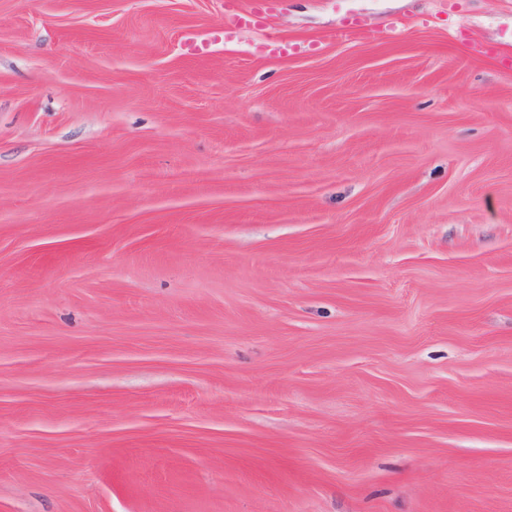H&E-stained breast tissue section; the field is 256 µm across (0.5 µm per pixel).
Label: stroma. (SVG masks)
I'll return each mask as SVG.
<instances>
[{
    "instance_id": "1",
    "label": "stroma",
    "mask_w": 512,
    "mask_h": 512,
    "mask_svg": "<svg viewBox=\"0 0 512 512\" xmlns=\"http://www.w3.org/2000/svg\"><path fill=\"white\" fill-rule=\"evenodd\" d=\"M251 9L0 0V512H512V0Z\"/></svg>"
}]
</instances>
